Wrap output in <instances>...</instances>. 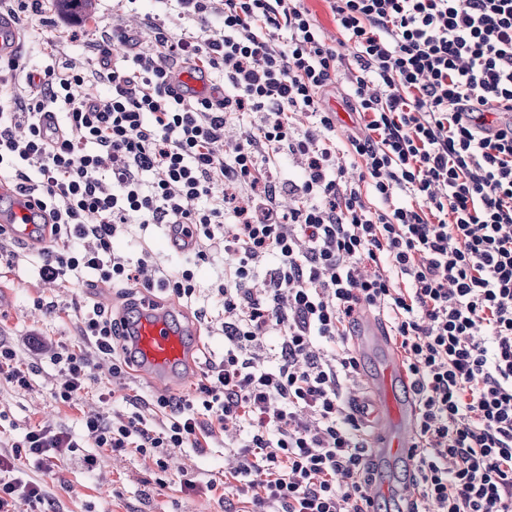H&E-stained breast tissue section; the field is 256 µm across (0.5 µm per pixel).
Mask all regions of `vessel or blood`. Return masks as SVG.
<instances>
[{"mask_svg": "<svg viewBox=\"0 0 512 512\" xmlns=\"http://www.w3.org/2000/svg\"><path fill=\"white\" fill-rule=\"evenodd\" d=\"M0 197L9 200V208L0 207V233L35 247L46 246L43 238L31 236L27 225L34 209L26 197L18 195L7 183L0 181ZM196 330L182 326L172 308L144 303L128 317L125 345L128 356L139 375L151 386L164 388L166 380L182 371L183 383H190L193 372L182 366L192 363L199 350L190 338ZM362 339L365 345L382 348L384 355L377 376L367 384L373 412L367 418L371 431L368 436V461L371 480L367 497L375 501L393 494L410 499L411 481H394L389 468L408 454L416 434V407L413 400L401 399L398 382L407 376L401 359L390 346L385 327L374 317L366 316Z\"/></svg>", "mask_w": 512, "mask_h": 512, "instance_id": "vessel-or-blood-1", "label": "vessel or blood"}]
</instances>
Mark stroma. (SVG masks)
I'll return each instance as SVG.
<instances>
[{"label":"stroma","instance_id":"35a3bbf8","mask_svg":"<svg viewBox=\"0 0 512 512\" xmlns=\"http://www.w3.org/2000/svg\"><path fill=\"white\" fill-rule=\"evenodd\" d=\"M45 9L49 23L39 27L38 33L54 40L58 60H87V47L68 38V23L53 0H47ZM130 233L132 242H119L118 250L133 259L148 251L160 267L175 270L176 255L165 247L159 229L143 230L134 224ZM127 297L141 302L151 294L129 287L104 293L75 281L48 285L35 277L31 261L16 267L0 264V341L14 347L31 381L29 389L20 390L0 375V442L18 440L27 428L37 425L62 427L79 436L89 412L108 417L113 410L126 409L129 401L157 397V390L135 371L113 376L107 360L93 370L76 400L65 403L53 394L59 375L50 357L57 345H80L79 308L99 302L119 314ZM48 303L54 305V314L46 313ZM89 457L95 462L90 470L84 465ZM236 464L235 449L212 443L174 449L164 469L135 449L115 451L88 443L60 459L52 472L32 468L28 475L46 486L56 512H224L228 501L235 512H245L244 498L225 495L224 471ZM189 479L196 481L195 489L186 488Z\"/></svg>","mask_w":512,"mask_h":512}]
</instances>
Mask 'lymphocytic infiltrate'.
I'll list each match as a JSON object with an SVG mask.
<instances>
[{
	"instance_id": "1",
	"label": "lymphocytic infiltrate",
	"mask_w": 512,
	"mask_h": 512,
	"mask_svg": "<svg viewBox=\"0 0 512 512\" xmlns=\"http://www.w3.org/2000/svg\"><path fill=\"white\" fill-rule=\"evenodd\" d=\"M156 3L148 50L118 16L90 65L54 63L43 40L49 63L25 90L19 57L0 58V178L41 211V281H138L190 303L195 267L218 246L235 258L215 296L224 356L198 398L87 415L88 440L162 468L169 449L219 437L240 457L229 492L254 512H365L348 340L367 307L388 322L416 400L411 512H512V0H328L331 44L305 0ZM183 19L195 32L173 33ZM348 45L342 148L322 98ZM180 68L223 77V94H178ZM230 124L242 134L228 145ZM350 161L356 187L342 181ZM134 217L193 237L176 273L115 253ZM124 326L97 303L79 314L83 348L52 356L57 399L84 391L95 358L122 373ZM77 445L37 426L1 447L0 512L49 499L22 461L48 472Z\"/></svg>"
}]
</instances>
